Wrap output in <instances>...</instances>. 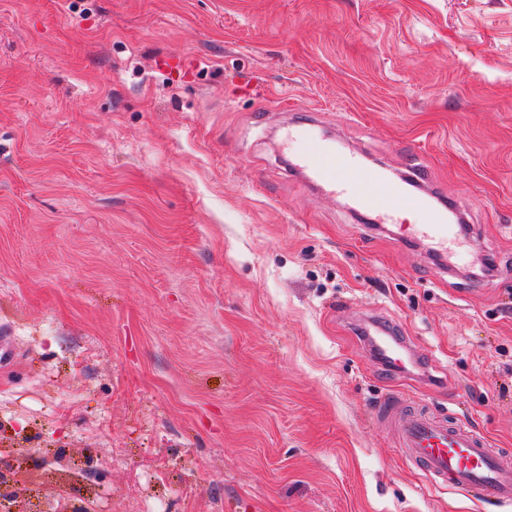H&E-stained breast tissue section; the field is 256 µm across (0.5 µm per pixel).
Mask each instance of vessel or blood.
I'll list each match as a JSON object with an SVG mask.
<instances>
[{"instance_id": "vessel-or-blood-1", "label": "vessel or blood", "mask_w": 512, "mask_h": 512, "mask_svg": "<svg viewBox=\"0 0 512 512\" xmlns=\"http://www.w3.org/2000/svg\"><path fill=\"white\" fill-rule=\"evenodd\" d=\"M283 145L294 169L329 196L342 197L353 211L370 213L382 224H400L401 209L416 208L423 220L401 224L404 234L427 241L449 261L458 260L455 223L464 213L463 206L458 202L436 206L431 192H413V185L426 183L424 170L413 169L401 180L384 178L364 168L356 155L337 152L314 124L306 122L289 126ZM373 326L372 343L383 365L392 372H407L405 339L381 321ZM375 416L394 429L406 460L432 482L486 501L512 504V453L492 447L473 426L449 422L423 408H405L397 399L376 408Z\"/></svg>"}]
</instances>
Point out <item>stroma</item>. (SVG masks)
I'll use <instances>...</instances> for the list:
<instances>
[{
	"label": "stroma",
	"instance_id": "stroma-1",
	"mask_svg": "<svg viewBox=\"0 0 512 512\" xmlns=\"http://www.w3.org/2000/svg\"><path fill=\"white\" fill-rule=\"evenodd\" d=\"M313 116L512 252V0H0V461L28 512H512L394 394L512 448V265L451 274L291 171ZM396 324L427 371H385ZM370 322L375 329L372 335L370 332L367 335L375 336L371 337V341L379 359L389 371L397 373L409 371L404 361L405 354L408 356V363L416 365L410 355L406 340L402 336H396L394 329L382 321L374 320ZM375 416L397 435L406 460L432 482L500 505L512 504V453L492 448L469 424L451 423L428 409H406L391 399Z\"/></svg>",
	"mask_w": 512,
	"mask_h": 512
}]
</instances>
